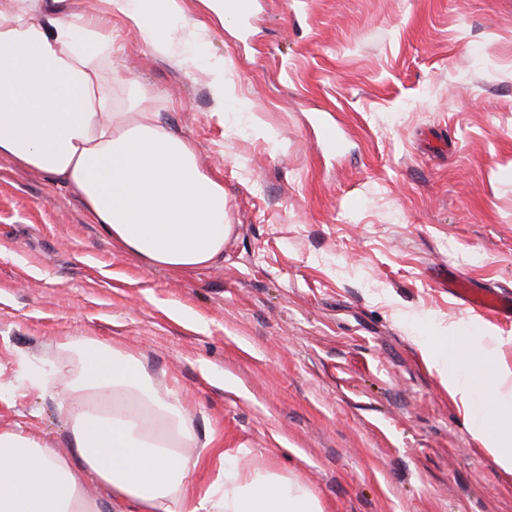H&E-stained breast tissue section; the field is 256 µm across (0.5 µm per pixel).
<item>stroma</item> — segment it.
I'll return each mask as SVG.
<instances>
[{
  "mask_svg": "<svg viewBox=\"0 0 512 512\" xmlns=\"http://www.w3.org/2000/svg\"><path fill=\"white\" fill-rule=\"evenodd\" d=\"M184 5L190 61L120 22L105 80L223 179L224 258L146 267L50 175L0 160V428L68 453L24 373L93 336L163 375L199 440L322 512H512V471L478 432L482 380L457 388L440 352L453 325L489 349L512 410V320L443 286L512 292V0H255L244 26Z\"/></svg>",
  "mask_w": 512,
  "mask_h": 512,
  "instance_id": "obj_1",
  "label": "stroma"
}]
</instances>
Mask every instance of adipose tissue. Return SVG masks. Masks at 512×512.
I'll return each instance as SVG.
<instances>
[{
	"label": "adipose tissue",
	"instance_id": "obj_1",
	"mask_svg": "<svg viewBox=\"0 0 512 512\" xmlns=\"http://www.w3.org/2000/svg\"><path fill=\"white\" fill-rule=\"evenodd\" d=\"M40 0H0V159L49 174L83 205L87 223L148 267L181 275L224 257V183L194 145L155 112L120 110L103 81L112 21L155 55L181 54L174 23L184 0H99L91 13L42 14ZM55 366L31 387L55 399L70 453L22 429L0 430V512H321L299 482L207 451L213 479L196 482V436L181 397L139 358L92 336L60 342ZM481 376V430L494 461L512 469V414L497 400L486 356L456 353ZM103 488L88 495L87 478Z\"/></svg>",
	"mask_w": 512,
	"mask_h": 512
}]
</instances>
